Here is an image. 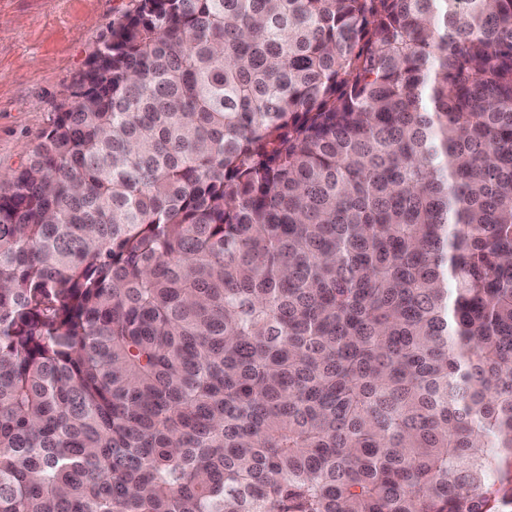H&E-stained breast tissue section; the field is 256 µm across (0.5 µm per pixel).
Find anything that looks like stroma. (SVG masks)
Masks as SVG:
<instances>
[{
	"mask_svg": "<svg viewBox=\"0 0 512 512\" xmlns=\"http://www.w3.org/2000/svg\"><path fill=\"white\" fill-rule=\"evenodd\" d=\"M139 0H0V193Z\"/></svg>",
	"mask_w": 512,
	"mask_h": 512,
	"instance_id": "1",
	"label": "stroma"
}]
</instances>
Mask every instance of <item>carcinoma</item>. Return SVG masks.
I'll return each mask as SVG.
<instances>
[{
	"label": "carcinoma",
	"instance_id": "carcinoma-1",
	"mask_svg": "<svg viewBox=\"0 0 512 512\" xmlns=\"http://www.w3.org/2000/svg\"><path fill=\"white\" fill-rule=\"evenodd\" d=\"M0 195V512H512V0H140Z\"/></svg>",
	"mask_w": 512,
	"mask_h": 512
}]
</instances>
